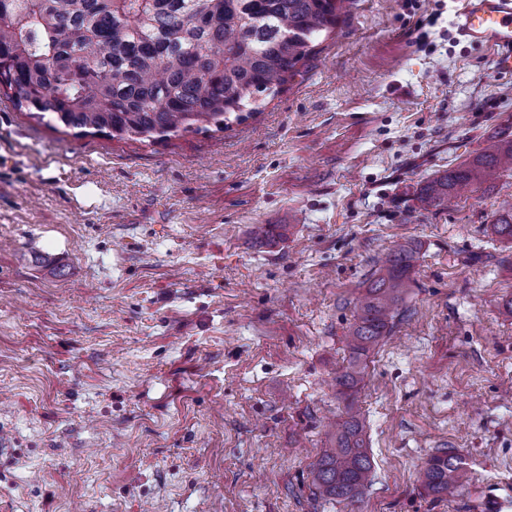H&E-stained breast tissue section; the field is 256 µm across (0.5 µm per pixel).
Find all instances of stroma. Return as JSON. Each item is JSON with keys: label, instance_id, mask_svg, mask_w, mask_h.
<instances>
[{"label": "stroma", "instance_id": "1", "mask_svg": "<svg viewBox=\"0 0 512 512\" xmlns=\"http://www.w3.org/2000/svg\"><path fill=\"white\" fill-rule=\"evenodd\" d=\"M459 0H356L223 131L78 136L0 95V502L13 512H512V174L420 188L512 138V78ZM443 14L435 25L427 16ZM257 224H284L267 245ZM406 318L368 361L361 501L312 494L354 305L396 244ZM469 479L421 487L437 449Z\"/></svg>", "mask_w": 512, "mask_h": 512}]
</instances>
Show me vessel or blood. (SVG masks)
Masks as SVG:
<instances>
[{"label": "vessel or blood", "mask_w": 512, "mask_h": 512, "mask_svg": "<svg viewBox=\"0 0 512 512\" xmlns=\"http://www.w3.org/2000/svg\"><path fill=\"white\" fill-rule=\"evenodd\" d=\"M455 15L459 36L475 47L497 51L501 72L512 75V0H461Z\"/></svg>", "instance_id": "b4317fda"}]
</instances>
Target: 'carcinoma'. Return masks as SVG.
<instances>
[{"label":"carcinoma","mask_w":512,"mask_h":512,"mask_svg":"<svg viewBox=\"0 0 512 512\" xmlns=\"http://www.w3.org/2000/svg\"><path fill=\"white\" fill-rule=\"evenodd\" d=\"M355 0H0V90L19 108L80 135L165 141L222 131L262 97L282 90ZM512 173V139L493 137L471 159L420 188L426 209L445 210L467 187ZM491 234L512 242V205ZM285 224H258L268 244ZM417 246L399 244L361 294L336 376L345 417L309 465L313 494L352 505L373 462L359 395L370 354L403 317ZM463 459L445 448L427 459L424 491L445 498L467 481Z\"/></svg>","instance_id":"cac0c4a2"}]
</instances>
